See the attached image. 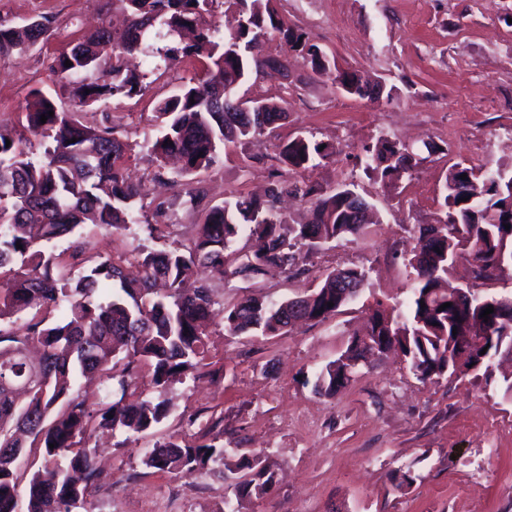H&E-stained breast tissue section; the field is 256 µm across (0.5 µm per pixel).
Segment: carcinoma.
I'll return each mask as SVG.
<instances>
[{
    "instance_id": "cac0c4a2",
    "label": "carcinoma",
    "mask_w": 512,
    "mask_h": 512,
    "mask_svg": "<svg viewBox=\"0 0 512 512\" xmlns=\"http://www.w3.org/2000/svg\"><path fill=\"white\" fill-rule=\"evenodd\" d=\"M118 2L128 14L119 38L104 27L56 58L54 72L70 88L74 109L58 106L36 88L18 118L20 131H0V275H5L0 323L11 324L0 327V512H75L96 483V449L86 446L87 439L98 430L149 433L167 417L168 386L206 358L204 336L216 304L211 279L230 273L255 279L270 266L296 274L306 254L371 232L372 222L362 217L369 204L354 184L325 191L292 178L332 155L299 135L276 144L281 172L267 190L268 200L238 196L204 209V224L190 245L137 252V278L128 279L125 269L80 242L71 247V262L63 263L52 243L71 236L79 225L97 224L114 234L137 221L143 193L128 173L134 145L103 122L80 123L75 113L143 92L146 74L128 68L124 56L143 53L160 29L170 37L186 29L194 33L193 43L170 49L167 60L180 54L209 60L204 76L180 85L157 105L160 136L151 144L159 162L179 157L181 167L171 182L184 187L181 204L191 210L203 201L191 177L216 163L219 147H243L258 135L272 136L288 119L285 102L273 99L262 101V114L224 111V99H240L237 88L274 63L265 53L269 30L279 31L305 65L346 94L368 95L357 74L336 73L305 34L277 19L271 0H222L241 17L227 35L212 20L216 0ZM51 36L45 17L34 28L0 23V53H25ZM67 60L72 66H65ZM36 141L43 148L39 160L33 159ZM363 151L365 174L389 188L419 164L412 148L389 139ZM283 196L307 200L311 220L290 223L274 206ZM466 196L469 200L462 201ZM441 207L443 220L420 230L404 258L413 281L409 300L399 308L376 301L365 335L381 351L400 352L423 382L447 373L467 375L480 358L468 338L481 336L487 347L481 367L489 380L491 361L512 350V316L503 314L496 296L460 307L451 302L443 282L459 258L475 262L478 279L504 266L512 270V167L455 164L446 176ZM507 224L511 229H505ZM244 232L257 241L256 249L234 248ZM367 281L364 269L340 268L302 296L279 303L243 298L224 306V330L233 336L274 337L288 333L293 318L323 322L354 301L345 294L348 288ZM106 282L119 288L101 301L97 294ZM447 302L451 306L440 310ZM490 305L494 312L488 322L477 323ZM20 319L24 323L14 327ZM361 359L356 336L320 370L315 391L334 395L347 387ZM144 369L158 393L155 401L133 399ZM87 374H98L104 382L95 408L77 391ZM217 427L214 422L203 432L208 443L170 435L144 449L142 463L174 475L209 466L238 499L271 491L276 474L265 456L246 450L235 464L224 463V431Z\"/></svg>"
}]
</instances>
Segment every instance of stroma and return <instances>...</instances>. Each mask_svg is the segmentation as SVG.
<instances>
[{"label": "stroma", "mask_w": 512, "mask_h": 512, "mask_svg": "<svg viewBox=\"0 0 512 512\" xmlns=\"http://www.w3.org/2000/svg\"><path fill=\"white\" fill-rule=\"evenodd\" d=\"M280 19L305 31L339 69L368 75L395 93L393 102L346 96L313 74L278 32L265 44L280 70L252 77L247 98H280L288 119L279 140L304 135L332 148L330 159L301 179L330 188L346 181L379 218L369 238L348 237L313 252L305 273L277 271L251 280H213L219 304L205 338V364L171 384L172 409L152 434L94 433L100 479L79 512H227L232 490L212 471L171 477L148 473L143 451L157 438L193 439L194 416L220 420L226 457L262 452L279 482L268 494L241 500L239 512H512V401L496 383L445 375L419 381L396 357L361 366L345 389L317 393L314 374L346 348L375 301L406 302L412 282L404 251L442 215L439 201L454 164L512 166V0H273ZM49 17V42L26 55H0V120L15 123L33 89L57 104L67 92L51 66L68 46L101 25L120 26L116 0H0V23ZM202 61L181 58L149 71L146 90L114 98L104 112L136 148L129 174L144 189L139 223L110 235L95 224L76 236L102 256L133 269L140 250L195 236L201 214L173 205L177 186L158 184L147 144L156 134V105L200 73ZM422 150L413 174L390 189L365 176L362 149L379 139ZM273 140L258 137L229 149L199 179L209 205L231 196H260L277 166ZM171 225L160 238L152 225ZM342 267L368 272L360 296L329 319L288 334L253 340L224 330L222 304L252 294L279 302L316 288ZM415 480L397 489L395 474Z\"/></svg>", "instance_id": "obj_1"}]
</instances>
